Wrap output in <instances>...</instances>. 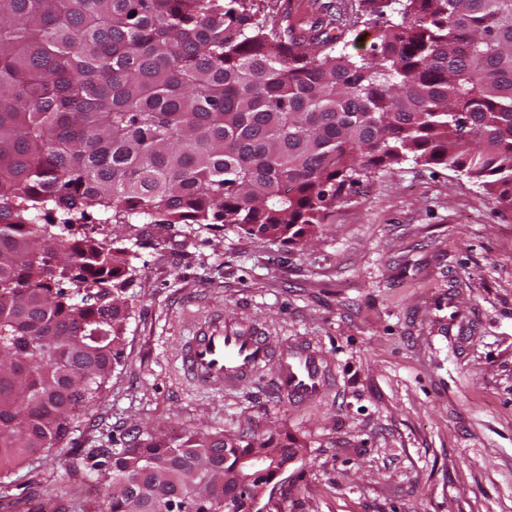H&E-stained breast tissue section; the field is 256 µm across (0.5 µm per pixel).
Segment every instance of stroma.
<instances>
[{"instance_id":"35a3bbf8","label":"stroma","mask_w":512,"mask_h":512,"mask_svg":"<svg viewBox=\"0 0 512 512\" xmlns=\"http://www.w3.org/2000/svg\"><path fill=\"white\" fill-rule=\"evenodd\" d=\"M260 8L267 25L297 29L341 9L354 55L378 34L360 0ZM114 233L134 267L120 362L57 448L0 485L18 512H89L111 491L86 465L91 450L188 430L306 444L263 512H512V210L474 180L410 161L366 174L302 246L220 224ZM217 316L311 344L335 385L291 404L269 365L236 391L196 388L176 349Z\"/></svg>"}]
</instances>
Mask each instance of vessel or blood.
<instances>
[{
    "label": "vessel or blood",
    "instance_id": "obj_1",
    "mask_svg": "<svg viewBox=\"0 0 512 512\" xmlns=\"http://www.w3.org/2000/svg\"><path fill=\"white\" fill-rule=\"evenodd\" d=\"M177 359L185 379L200 389H237L271 361L276 364L273 387L288 401L315 400L332 384L328 366L309 345L285 340L275 343L249 327L220 319L183 337Z\"/></svg>",
    "mask_w": 512,
    "mask_h": 512
}]
</instances>
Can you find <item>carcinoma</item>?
I'll return each instance as SVG.
<instances>
[{"label": "carcinoma", "mask_w": 512, "mask_h": 512, "mask_svg": "<svg viewBox=\"0 0 512 512\" xmlns=\"http://www.w3.org/2000/svg\"><path fill=\"white\" fill-rule=\"evenodd\" d=\"M361 7L377 42L352 55L341 18L293 36L258 0H0V474L62 442L120 361L134 268L101 225L306 244L357 177L409 160L512 210V0ZM305 452L272 434L137 435L91 453L139 484L90 512H262Z\"/></svg>", "instance_id": "obj_1"}]
</instances>
